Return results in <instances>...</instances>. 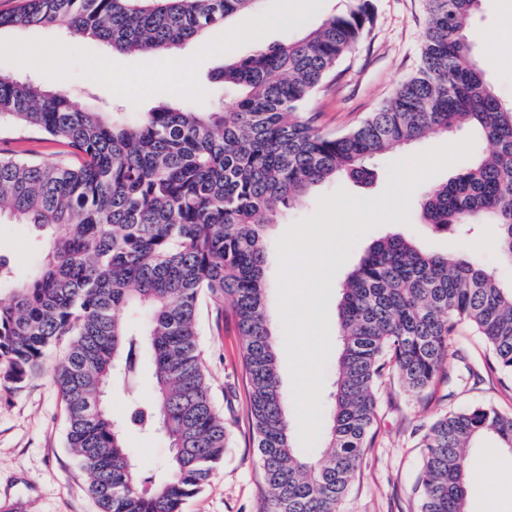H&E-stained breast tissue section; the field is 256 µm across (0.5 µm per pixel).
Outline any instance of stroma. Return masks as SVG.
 Wrapping results in <instances>:
<instances>
[{
	"mask_svg": "<svg viewBox=\"0 0 512 512\" xmlns=\"http://www.w3.org/2000/svg\"><path fill=\"white\" fill-rule=\"evenodd\" d=\"M340 8V0H258L250 13L236 17L243 33L232 48H225L219 31L210 35L208 47H201L196 40L183 44L177 54L189 60L186 70L164 66L158 56L108 52L101 43L75 38L61 28H2L0 73L16 78L36 75L52 88L75 95L90 94V106L110 103L129 112H144L171 99L188 81L192 84V102L204 109L229 97L223 85L212 79L226 56L240 58L257 46L298 36L321 25ZM375 10L376 20L368 39L337 66L334 80L310 105L316 125L325 132L342 133L374 111L419 64L426 25L422 0H375ZM509 23L512 0H482L479 12L469 22L477 36L476 52H483L485 39ZM18 45L26 47V55L15 53ZM470 136V131L464 129L389 150L374 162L372 185L361 187L345 181L320 184L305 205L285 211L271 225L267 303L291 436H298L299 426L278 308V240L292 225L312 216L321 197L342 189L368 201L384 190L390 162L459 143ZM22 147L31 150L37 159L60 164L73 161L72 155L41 137L26 139L10 125H0V156L15 155ZM390 233L409 236L425 250L448 254L464 248L475 251L504 280H512V268L501 263L496 249V225H481L467 237L438 234L413 213L408 222L368 230L346 262L335 268L330 299L318 301L329 318H336L339 287L364 250ZM36 241L29 226L0 220V253L10 258L18 277H27L35 265ZM198 321L212 397L224 414L231 445L207 485L187 499L183 512H260L266 487L242 411V340L225 325L221 308L210 299L201 300ZM458 334L462 359L454 364L451 383L438 385L432 401L420 399L396 380H387V397L379 409L374 444L368 448L350 487L343 512H418V442L423 426L452 407L492 404L512 411V379L484 370L489 353L469 326H460ZM65 350V344L55 345L40 373L21 387L0 385V512H100L87 490L86 475L66 445L67 411L54 378L55 364ZM128 444L139 460L142 482L150 483L166 456L164 441L146 436L133 424L128 429ZM467 463L471 473L470 512H499L504 491L512 489V450L487 437L468 450Z\"/></svg>",
	"mask_w": 512,
	"mask_h": 512,
	"instance_id": "obj_1",
	"label": "stroma"
}]
</instances>
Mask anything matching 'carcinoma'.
I'll list each match as a JSON object with an SVG mask.
<instances>
[{
  "label": "carcinoma",
  "instance_id": "obj_1",
  "mask_svg": "<svg viewBox=\"0 0 512 512\" xmlns=\"http://www.w3.org/2000/svg\"><path fill=\"white\" fill-rule=\"evenodd\" d=\"M256 0H22L0 28L55 25L120 53L178 49ZM479 0H424L416 71L342 134L320 131L306 107L337 63L370 35L372 0L299 38L259 46L212 75L234 91L202 112L161 102L132 119L86 108L62 90L0 74V118L37 130L77 155L75 165L0 157V216L50 230L40 263L16 278L0 254V384L35 376L47 350L70 337L55 379L68 409L66 440L101 512H181L224 460L230 433L210 393L196 327L205 296L243 339L246 416L264 472L260 512H343L375 438L388 372L416 393L451 380L457 328L470 324L492 366L512 377V284L479 255L427 251L389 234L373 241L341 286V349L324 452L293 448L266 307L267 225L336 178L369 185L391 148L471 127L490 144L416 200L422 223L464 235L498 226L512 265V104L495 94L467 21ZM151 360L152 400L132 388ZM128 390L143 430L168 448L150 488L102 401ZM484 436L512 449V412L447 410L428 424L419 512H469L467 450Z\"/></svg>",
  "mask_w": 512,
  "mask_h": 512
}]
</instances>
